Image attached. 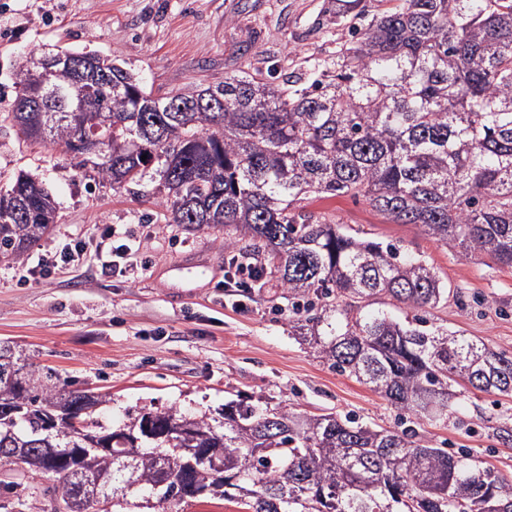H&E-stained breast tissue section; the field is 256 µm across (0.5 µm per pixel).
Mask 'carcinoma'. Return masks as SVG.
<instances>
[{
    "label": "carcinoma",
    "mask_w": 512,
    "mask_h": 512,
    "mask_svg": "<svg viewBox=\"0 0 512 512\" xmlns=\"http://www.w3.org/2000/svg\"><path fill=\"white\" fill-rule=\"evenodd\" d=\"M59 52L86 62L63 78L88 85V111L66 113L43 138L42 111L63 105H36L20 90L6 119L114 189L156 181L174 224L224 225V249L269 267L287 290L296 335L379 393L403 428L240 398L217 425L193 418L203 435L195 447L222 449L224 473L189 463L177 442L132 457L114 440L102 459L109 483L97 485L56 465L54 449L85 448V439L44 426L61 403L83 407V391L45 383L1 344L0 367H18L22 382L0 386V465L52 479L59 512L75 495L105 492L122 509L204 498L244 512H512V475L411 426L447 422L457 380L512 398V355L429 325L426 313L451 289L426 260L295 209L303 196L361 197L465 259L512 267V0H395L303 88L240 70L155 95L96 52ZM97 135L109 138L112 162L89 157ZM16 199L23 206L0 223V257L11 260L56 218L51 192L28 174L0 191V205ZM382 297L407 315L367 310ZM489 436L512 447V415Z\"/></svg>",
    "instance_id": "obj_1"
}]
</instances>
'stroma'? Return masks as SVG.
<instances>
[{
	"instance_id": "1",
	"label": "stroma",
	"mask_w": 512,
	"mask_h": 512,
	"mask_svg": "<svg viewBox=\"0 0 512 512\" xmlns=\"http://www.w3.org/2000/svg\"><path fill=\"white\" fill-rule=\"evenodd\" d=\"M388 7V0H0V116L16 98L20 57L43 46L108 56L157 95L215 84L243 68L310 80L352 28ZM22 172L52 190L58 219L20 261L0 260V342L52 382L107 395L96 413L105 428L170 408L215 418L239 395L395 427L398 413L383 397L331 369L294 335L276 278L265 277L240 304L221 289L230 258L223 225L169 223L153 183L137 195L114 189L76 168L61 148L25 140L0 119V187ZM296 209L422 256L460 293L432 310L431 323L512 355L511 267L462 259L453 246L390 222L360 199H307ZM107 224L143 241L146 269L112 272L91 255L35 273L38 257L66 241L101 243ZM191 253L208 266L176 271ZM501 411L496 395L468 388L447 423L425 421L418 432L511 474L512 447L488 434Z\"/></svg>"
}]
</instances>
